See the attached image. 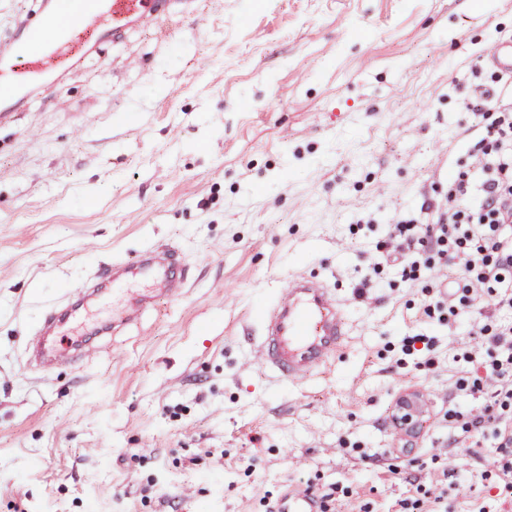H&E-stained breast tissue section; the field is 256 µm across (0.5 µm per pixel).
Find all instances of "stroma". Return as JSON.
Instances as JSON below:
<instances>
[{"label":"stroma","instance_id":"stroma-1","mask_svg":"<svg viewBox=\"0 0 512 512\" xmlns=\"http://www.w3.org/2000/svg\"><path fill=\"white\" fill-rule=\"evenodd\" d=\"M512 0H201L53 63L0 112V512H269L288 490L327 512H397L452 469L448 512L496 495L471 354L505 314L435 271L383 265L400 215L443 202L512 95L486 58ZM160 246L188 268L91 359L42 371L45 312L104 263ZM345 309L334 359L302 381L257 358L262 306L291 279ZM432 338L421 348L419 336ZM417 394L420 431L391 413Z\"/></svg>","mask_w":512,"mask_h":512}]
</instances>
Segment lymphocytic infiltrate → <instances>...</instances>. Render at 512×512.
I'll list each match as a JSON object with an SVG mask.
<instances>
[{
	"label": "lymphocytic infiltrate",
	"mask_w": 512,
	"mask_h": 512,
	"mask_svg": "<svg viewBox=\"0 0 512 512\" xmlns=\"http://www.w3.org/2000/svg\"><path fill=\"white\" fill-rule=\"evenodd\" d=\"M490 144L481 148L476 171H461L448 181V203L435 208L431 221L408 215L396 229L400 240L387 254L388 265L417 272L423 257L436 253L449 274L474 297H488L497 309H512V108L499 112L486 129ZM496 350L490 364V403L469 418L447 415L461 440L491 434L495 451L483 478L494 479L500 504H512V325L480 328Z\"/></svg>",
	"instance_id": "1"
}]
</instances>
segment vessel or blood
Returning <instances> with one entry per match:
<instances>
[{
	"label": "vessel or blood",
	"instance_id": "1",
	"mask_svg": "<svg viewBox=\"0 0 512 512\" xmlns=\"http://www.w3.org/2000/svg\"><path fill=\"white\" fill-rule=\"evenodd\" d=\"M197 0H61L60 10L44 13L36 30L0 44V112L15 111L33 83L51 87L49 64L64 55L78 40L92 43L119 37L131 24H146L159 16L190 14ZM178 262L176 250L160 247L123 262L121 267L98 268L79 292L80 297L99 293L101 285L113 294L126 291V274L141 280H165L169 292H179L182 283L172 272ZM71 304L51 307L31 345L29 359L49 369L63 358L78 362L87 348L66 340L62 324ZM263 333L258 350L263 364L275 376L301 379L326 365L340 349L346 334L341 303L321 284L294 278L262 316ZM277 512H318L310 493L293 490Z\"/></svg>",
	"mask_w": 512,
	"mask_h": 512
}]
</instances>
